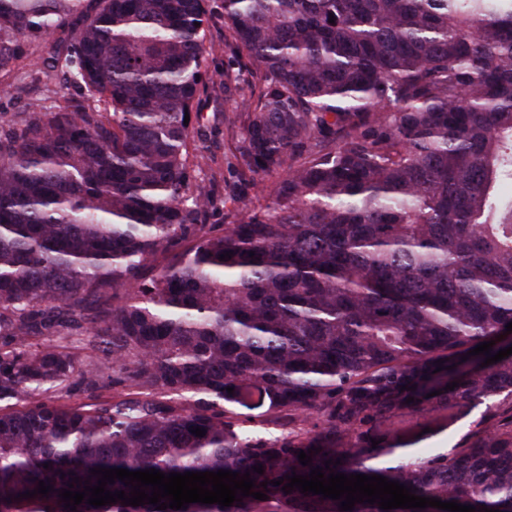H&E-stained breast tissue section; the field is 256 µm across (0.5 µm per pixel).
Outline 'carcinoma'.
<instances>
[{"instance_id":"cac0c4a2","label":"carcinoma","mask_w":512,"mask_h":512,"mask_svg":"<svg viewBox=\"0 0 512 512\" xmlns=\"http://www.w3.org/2000/svg\"><path fill=\"white\" fill-rule=\"evenodd\" d=\"M215 13L224 155L239 184L281 173L221 224L234 190L184 123ZM56 33L79 95L0 125V512H70L94 468L268 496L164 512H340L270 484L316 468L512 512V354L483 366L512 346V0H0V73ZM74 377L88 400L60 401ZM483 400L452 454L374 465L414 412Z\"/></svg>"}]
</instances>
